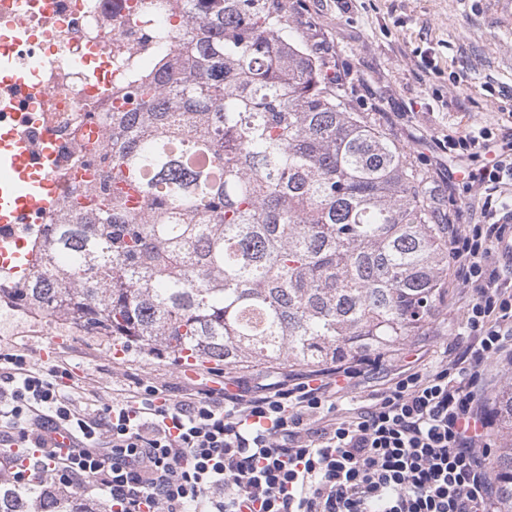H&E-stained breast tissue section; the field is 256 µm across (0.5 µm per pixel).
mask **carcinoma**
<instances>
[{
  "label": "carcinoma",
  "mask_w": 512,
  "mask_h": 512,
  "mask_svg": "<svg viewBox=\"0 0 512 512\" xmlns=\"http://www.w3.org/2000/svg\"><path fill=\"white\" fill-rule=\"evenodd\" d=\"M171 49L112 113L103 186L44 229L0 298L178 363L267 371L395 354L448 289V242L402 150L328 86L274 0H159ZM135 184L137 205L117 187ZM512 512V376L492 398ZM0 512H108L0 481Z\"/></svg>",
  "instance_id": "1"
}]
</instances>
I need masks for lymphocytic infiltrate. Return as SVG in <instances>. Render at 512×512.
<instances>
[{"instance_id":"1","label":"lymphocytic infiltrate","mask_w":512,"mask_h":512,"mask_svg":"<svg viewBox=\"0 0 512 512\" xmlns=\"http://www.w3.org/2000/svg\"><path fill=\"white\" fill-rule=\"evenodd\" d=\"M448 145L487 155L466 175L479 221L448 215L450 264L470 290L464 345L350 405L360 362L185 400L149 386L95 414L63 389L67 370L47 376L12 355L0 363V478L45 477L116 512H496L495 420L475 388L485 366L512 365V142L472 123ZM61 429L73 447L52 444Z\"/></svg>"}]
</instances>
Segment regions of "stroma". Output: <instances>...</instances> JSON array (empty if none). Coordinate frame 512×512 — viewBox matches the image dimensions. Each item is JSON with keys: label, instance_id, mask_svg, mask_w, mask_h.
<instances>
[{"label": "stroma", "instance_id": "stroma-1", "mask_svg": "<svg viewBox=\"0 0 512 512\" xmlns=\"http://www.w3.org/2000/svg\"><path fill=\"white\" fill-rule=\"evenodd\" d=\"M295 35L311 49L328 43L330 66L347 69L342 88L363 113L423 173L430 200L455 196L465 205L461 169L482 160L448 149L449 129L478 121L495 125L512 111V0H283ZM448 301L419 341L428 365L463 331L466 294L447 280ZM63 349L43 354L54 339ZM22 354L32 368L68 369L77 405L90 411L122 400L139 384L172 399L196 384L223 382L225 373L197 369L185 375L171 360L129 349L113 351L110 338L89 336L52 317L0 302V355Z\"/></svg>", "mask_w": 512, "mask_h": 512}]
</instances>
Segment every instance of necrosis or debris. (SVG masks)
<instances>
[{
  "label": "necrosis or debris",
  "mask_w": 512,
  "mask_h": 512,
  "mask_svg": "<svg viewBox=\"0 0 512 512\" xmlns=\"http://www.w3.org/2000/svg\"><path fill=\"white\" fill-rule=\"evenodd\" d=\"M147 0H0V71L40 86L0 125L15 126L34 153L51 148L47 177L56 198L75 196L85 178L106 165L97 139L109 132L112 112L130 110L121 90L130 71L161 52L156 35L168 14L144 12Z\"/></svg>",
  "instance_id": "4bbe7bcc"
}]
</instances>
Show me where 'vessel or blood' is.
I'll list each match as a JSON object with an SVG mask.
<instances>
[{
    "label": "vessel or blood",
    "mask_w": 512,
    "mask_h": 512,
    "mask_svg": "<svg viewBox=\"0 0 512 512\" xmlns=\"http://www.w3.org/2000/svg\"><path fill=\"white\" fill-rule=\"evenodd\" d=\"M47 155H34L27 140L14 137L0 144V272L25 271L32 259L24 241L12 228L26 224L31 214L46 212L51 196L32 171L46 163Z\"/></svg>",
    "instance_id": "b4317fda"
}]
</instances>
